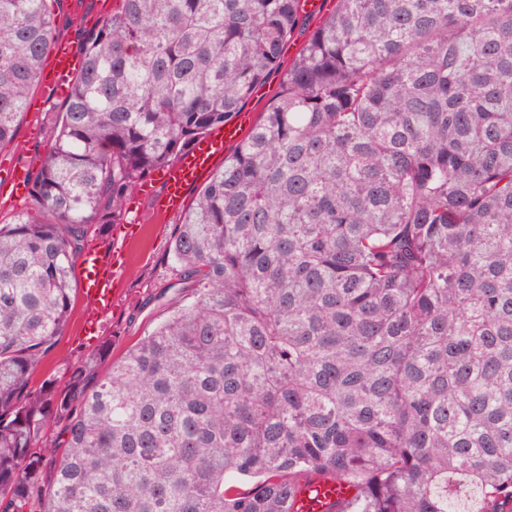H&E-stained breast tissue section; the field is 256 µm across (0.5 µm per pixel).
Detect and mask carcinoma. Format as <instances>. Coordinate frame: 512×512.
Segmentation results:
<instances>
[{"label":"carcinoma","mask_w":512,"mask_h":512,"mask_svg":"<svg viewBox=\"0 0 512 512\" xmlns=\"http://www.w3.org/2000/svg\"><path fill=\"white\" fill-rule=\"evenodd\" d=\"M301 10L112 0L86 38L0 224V512H293L306 474L357 488L343 512H512V0H335L175 225L189 297L31 386L88 235L241 112ZM54 41L48 0H0V146Z\"/></svg>","instance_id":"carcinoma-1"}]
</instances>
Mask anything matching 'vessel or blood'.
<instances>
[{
	"label": "vessel or blood",
	"instance_id": "vessel-or-blood-1",
	"mask_svg": "<svg viewBox=\"0 0 512 512\" xmlns=\"http://www.w3.org/2000/svg\"><path fill=\"white\" fill-rule=\"evenodd\" d=\"M74 68L75 61L68 46L62 42L55 43L46 88L57 93L65 92ZM240 136V123L217 126L167 165L156 203L158 215L181 213L186 206L189 188L211 173L214 166L223 160L226 145L237 141ZM30 178L29 169L21 165L0 170V179L12 184L20 196L27 195ZM78 265L81 294L86 304L84 321L87 326L96 327L102 324L117 301V285L125 274V266L119 251L105 255L97 246L88 248ZM354 495V489L347 484L322 475L305 476L298 482L295 508L297 512H338Z\"/></svg>",
	"mask_w": 512,
	"mask_h": 512
}]
</instances>
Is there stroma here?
<instances>
[{
    "label": "stroma",
    "instance_id": "stroma-1",
    "mask_svg": "<svg viewBox=\"0 0 512 512\" xmlns=\"http://www.w3.org/2000/svg\"><path fill=\"white\" fill-rule=\"evenodd\" d=\"M104 0H56L55 35L67 42L73 54H81L87 32L101 25ZM62 98L46 95L43 85L30 92L26 112L11 144L0 147V162L14 161L37 171L39 158L50 134V118L60 110ZM127 210L121 211L119 223L137 221L142 226L140 237L127 243V279L125 292L117 309L110 313L95 339H86L83 326V299H76L69 322L33 375V385L51 379L56 389H63L71 368L81 365L90 355L109 343L102 369L119 360L126 351L145 336L183 298L182 288L170 260V241L179 216L157 221L153 193L132 191L127 197Z\"/></svg>",
    "mask_w": 512,
    "mask_h": 512
}]
</instances>
